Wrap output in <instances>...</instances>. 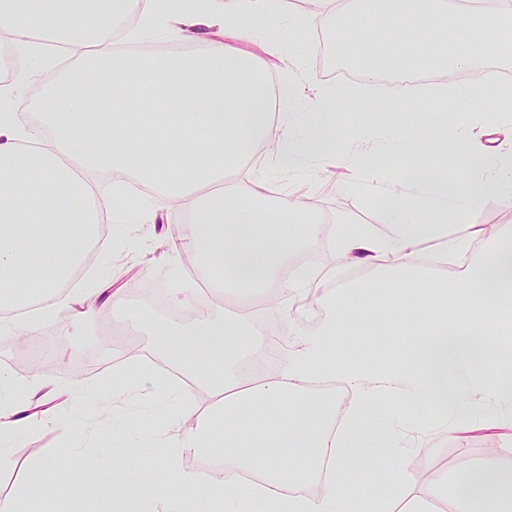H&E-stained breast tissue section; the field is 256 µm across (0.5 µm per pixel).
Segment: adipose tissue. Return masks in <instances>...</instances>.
Returning a JSON list of instances; mask_svg holds the SVG:
<instances>
[{"label": "adipose tissue", "mask_w": 512, "mask_h": 512, "mask_svg": "<svg viewBox=\"0 0 512 512\" xmlns=\"http://www.w3.org/2000/svg\"><path fill=\"white\" fill-rule=\"evenodd\" d=\"M317 4L326 36L342 38L346 21L359 16L385 35L384 47L358 67L370 81L393 64L411 70L424 62L443 75L472 71L481 54L476 44L448 37L457 0H403L394 11L374 9L369 0ZM268 8V0H200L195 11L181 13L163 0H32L28 8L0 0V56L22 61L0 79V327L32 337L53 311L69 309L67 288L108 213L130 210L145 223L178 210L208 304L187 302L189 322L152 326L155 358L179 369L187 384L141 371L137 386L144 397L173 404L187 426L145 456L114 454L113 496L150 497L159 512H171L168 493L148 474L162 460L198 512H265L270 505L276 512H393L389 499L369 497L352 480L353 459L383 450L400 473L412 450L404 428L426 435L447 426L470 431L465 413L478 398L495 409L486 427L512 437V370L505 366L512 359V225L489 234L472 225L484 192L512 203V151L494 154L477 134L435 126L417 136L398 134V150L472 161L483 172L478 185L461 188L445 167H406L393 178L367 168L360 149L336 146L341 90L322 86L311 99L304 85L289 80L268 98L265 57L236 47L240 20L256 21ZM467 26L493 31L496 47L512 45V0L470 10ZM149 35L184 40L195 50L162 51L133 65L115 46L119 38ZM423 42L424 58L417 51ZM61 53L68 66L43 82ZM36 83L42 90L33 124L6 105ZM303 121L316 126L317 136L295 134ZM248 145L262 149L266 167L313 158L360 171L365 190L386 204L383 226L316 223L304 198L286 191L268 214L279 231L265 232L268 215L258 204L269 196L268 180L252 175L234 192L224 185L225 160L243 163ZM186 168L192 181L180 176ZM445 224L463 231L424 253V242L438 239ZM480 236L491 245L483 254L471 249ZM312 241L324 245L334 267H362L369 277L332 286L326 268L311 266L285 276L293 254ZM450 264L455 272L447 286L462 297L455 315L445 318L437 311L444 288L432 276ZM270 288L314 298L324 310L317 332H302L287 318L272 340L254 302ZM406 289L420 317L411 328L413 348L381 373L342 358V339L362 310L372 312L377 326L372 343L391 335ZM228 296L244 300L242 311L214 318ZM245 329L254 341L243 355L234 339ZM273 345L279 361L269 372L263 363ZM335 380L351 398L341 416L323 389ZM56 396L48 385L19 381L0 367V438L28 428L36 414L52 418ZM387 399L395 413L384 408ZM429 406L436 419L413 418L414 409ZM272 439L297 449V470L272 453ZM216 446L224 449V466L207 482L179 468L182 450ZM250 472L259 481H240ZM302 476L319 495L288 494ZM483 478L456 512H512V465L491 455Z\"/></svg>", "instance_id": "1"}]
</instances>
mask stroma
Returning <instances> with one entry per match:
<instances>
[{
	"label": "stroma",
	"mask_w": 512,
	"mask_h": 512,
	"mask_svg": "<svg viewBox=\"0 0 512 512\" xmlns=\"http://www.w3.org/2000/svg\"><path fill=\"white\" fill-rule=\"evenodd\" d=\"M292 16L305 23L304 31L296 36L288 32V19ZM317 23V15L308 11L305 0H284L281 8L266 12L259 32L263 40L280 41L285 54L300 57L316 81L325 82L326 72L331 71L335 84L349 88V96L339 102L344 115V122L336 131L339 149L353 148V130L367 124L383 133L397 129L416 133L448 115L453 118L451 126L455 130H472L482 139L505 141L507 126L495 91H488L483 101L462 100L448 110L433 83L427 82L422 84L414 103L401 105L392 86L360 80L356 68L347 67L336 52L323 55L313 48ZM366 103L379 105L376 116L361 113L360 107ZM287 188L303 193L317 221L336 226L377 225L382 220L381 201L366 193L355 172L308 160L298 173H284L270 181L272 195ZM179 220V214L172 211L163 213L152 224L138 223L131 213L112 217L104 244L89 258L83 276L91 277L98 286L110 284L125 298L132 314L151 319L157 313L144 298V291L161 289L168 306L175 298L187 299L192 293L201 292L200 283L193 281L185 262L178 238ZM37 343L45 358L35 375L37 381L65 392L79 378L89 390L82 396L80 414H73L70 406L62 403L58 406L60 424L36 422L14 439L0 440V501L13 499L24 485L39 490L56 483L63 469L93 483L103 480L112 456L114 424L104 413L105 397L92 392L91 387L130 360L145 362L153 353V338L147 330L132 326L130 320L116 318L109 311L101 313L90 325L78 322L74 311L57 313L42 326ZM129 399L143 427L140 445H154L169 433L166 409L141 398L134 389L130 390ZM472 414L479 423L477 429L440 435L435 437L433 447L414 449L395 484L379 478L391 467L389 458L383 455L355 460L351 465L352 479L374 497L388 496L396 487L408 497L429 496L432 512H454L458 475L480 472L484 460L493 454L512 460V443L501 438L498 431L481 428L484 409L475 407ZM433 471L448 479L447 491L433 492L429 477Z\"/></svg>",
	"instance_id": "stroma-1"
}]
</instances>
